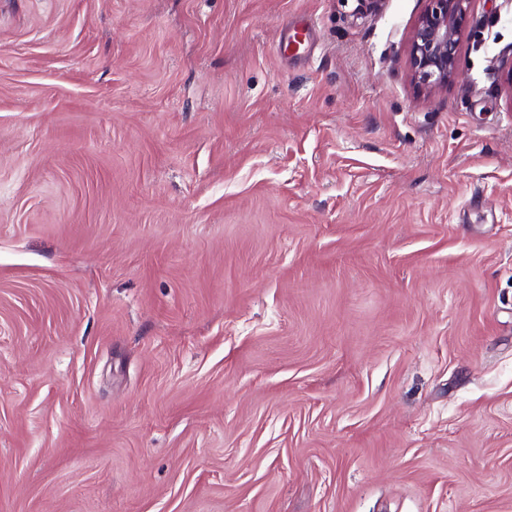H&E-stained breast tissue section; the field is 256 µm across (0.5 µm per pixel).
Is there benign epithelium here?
<instances>
[{
	"mask_svg": "<svg viewBox=\"0 0 512 512\" xmlns=\"http://www.w3.org/2000/svg\"><path fill=\"white\" fill-rule=\"evenodd\" d=\"M469 0H427L409 42L412 81L430 91L445 88L458 74L457 49Z\"/></svg>",
	"mask_w": 512,
	"mask_h": 512,
	"instance_id": "7a95c632",
	"label": "benign epithelium"
}]
</instances>
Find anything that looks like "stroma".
I'll return each instance as SVG.
<instances>
[{
	"label": "stroma",
	"mask_w": 512,
	"mask_h": 512,
	"mask_svg": "<svg viewBox=\"0 0 512 512\" xmlns=\"http://www.w3.org/2000/svg\"><path fill=\"white\" fill-rule=\"evenodd\" d=\"M354 7L0 0V512H512V0ZM409 42L412 81L429 91L448 87L458 74L457 49L469 0H426Z\"/></svg>",
	"instance_id": "1"
}]
</instances>
